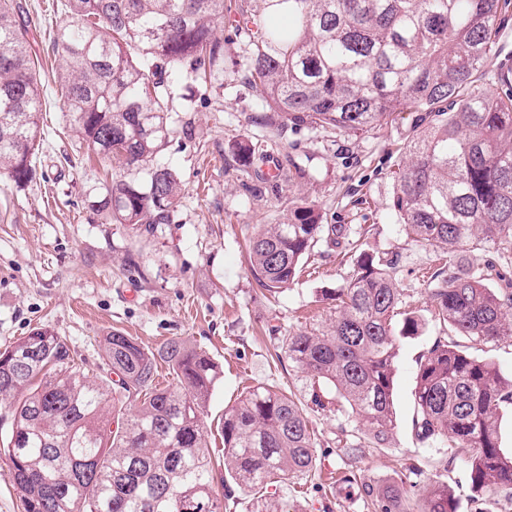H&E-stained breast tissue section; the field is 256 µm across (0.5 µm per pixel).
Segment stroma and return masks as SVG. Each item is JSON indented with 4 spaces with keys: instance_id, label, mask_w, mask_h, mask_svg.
<instances>
[{
    "instance_id": "obj_1",
    "label": "stroma",
    "mask_w": 512,
    "mask_h": 512,
    "mask_svg": "<svg viewBox=\"0 0 512 512\" xmlns=\"http://www.w3.org/2000/svg\"><path fill=\"white\" fill-rule=\"evenodd\" d=\"M27 50L42 65L46 140L36 176L19 187L0 175V347L43 324L67 337L76 362L93 375L105 367L99 342L112 331L148 349L189 338L224 370L206 407L214 425L248 388L296 387L317 437L324 467H337L342 418L319 410L301 373L276 364L278 336L328 324L326 296L350 277L351 247L398 255L397 286L408 309L427 310L434 253L410 239L392 210L393 173L411 140L414 115L403 112L353 133L310 124L257 125L260 95L242 78L243 44L232 28L224 40V89L198 87L190 75L169 83L170 144L165 158L183 194L169 223L151 235L91 219L86 192L107 168L78 152L57 93L52 37L67 19L64 0H24ZM256 148L253 167L241 165L236 143ZM287 167V179L267 180L266 164ZM316 205L327 224L350 229L346 242L318 241L299 277L278 299L259 298L247 246L258 225L286 221L293 202ZM138 266L130 268L128 256ZM436 326L404 339L394 378L398 431L384 452L366 450L360 466L371 477L405 475L412 460L435 470L442 457L412 432L416 359ZM322 471L290 480L280 494L284 512H368L352 489Z\"/></svg>"
}]
</instances>
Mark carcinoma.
<instances>
[{"mask_svg": "<svg viewBox=\"0 0 512 512\" xmlns=\"http://www.w3.org/2000/svg\"><path fill=\"white\" fill-rule=\"evenodd\" d=\"M258 13L224 0H66L69 20L53 37L60 101L79 148L114 174L88 196L103 224L152 234L182 194L163 160L170 138L167 86L186 71L224 88V39L234 16L255 29L243 74L279 125L312 122L358 132L384 116L413 112L416 134L393 173L392 209L414 242L448 260L428 278L430 317H394L403 302L398 260L365 252L350 278L328 292L336 315L322 331L278 338L276 360L331 394L340 428L336 483L357 487L373 512H459L448 483L455 449L466 446L469 498L512 496V451L500 441L512 377L470 346L512 340V279L488 263L457 259L512 250V68L489 70L499 19L512 0H263ZM14 0H0V174L30 183L44 141L43 85L26 50ZM492 74L498 90L474 89ZM342 225L293 204L288 222L262 224L249 240V270L275 298L299 276L321 233ZM439 335L417 359L412 429L444 448L443 472L408 468L422 490L411 507L402 479L377 482L359 460L391 447L398 428L393 381L401 339L428 323ZM100 349L109 375L89 377L66 337L34 327L0 348V409L11 419L0 455L10 461L24 512H223L249 499L271 505L292 478L318 468L314 432L300 397L274 385L243 392L217 424L222 459L211 456L207 403L222 366L196 344L174 338L147 349L112 332ZM174 384H155L159 364Z\"/></svg>", "mask_w": 512, "mask_h": 512, "instance_id": "carcinoma-1", "label": "carcinoma"}]
</instances>
